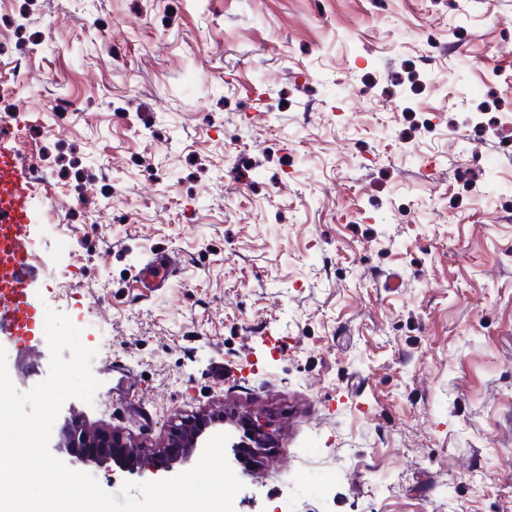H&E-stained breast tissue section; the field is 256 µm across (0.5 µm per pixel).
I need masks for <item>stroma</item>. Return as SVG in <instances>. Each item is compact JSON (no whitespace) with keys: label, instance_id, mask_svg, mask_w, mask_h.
I'll list each match as a JSON object with an SVG mask.
<instances>
[{"label":"stroma","instance_id":"stroma-1","mask_svg":"<svg viewBox=\"0 0 512 512\" xmlns=\"http://www.w3.org/2000/svg\"><path fill=\"white\" fill-rule=\"evenodd\" d=\"M1 115L98 351L53 436L221 406L275 440L240 512H512V0H0ZM175 268L174 260L165 253L155 254L142 269L144 277L153 285L165 283ZM139 277L143 280V276L139 273Z\"/></svg>","mask_w":512,"mask_h":512}]
</instances>
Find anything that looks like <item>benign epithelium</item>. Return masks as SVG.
<instances>
[{"instance_id":"7a95c632","label":"benign epithelium","mask_w":512,"mask_h":512,"mask_svg":"<svg viewBox=\"0 0 512 512\" xmlns=\"http://www.w3.org/2000/svg\"><path fill=\"white\" fill-rule=\"evenodd\" d=\"M224 424L242 432L239 440L228 441V445L236 449L234 458L229 460L231 465L245 448L257 462L275 448L273 434L264 428L258 417L231 413L222 408L180 419L157 448L141 446L115 431L93 430L73 421L67 424L61 441L53 448L64 456V462L70 468L80 465L101 468L112 463L139 477L158 470L173 473L203 450L210 429Z\"/></svg>"}]
</instances>
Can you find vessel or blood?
Wrapping results in <instances>:
<instances>
[{"label": "vessel or blood", "mask_w": 512, "mask_h": 512, "mask_svg": "<svg viewBox=\"0 0 512 512\" xmlns=\"http://www.w3.org/2000/svg\"><path fill=\"white\" fill-rule=\"evenodd\" d=\"M17 147V136L0 128V335L23 346L44 328L32 285L39 277L30 250L31 203L42 191ZM175 268L171 256L156 254L144 267L152 284L165 283Z\"/></svg>", "instance_id": "b4317fda"}]
</instances>
